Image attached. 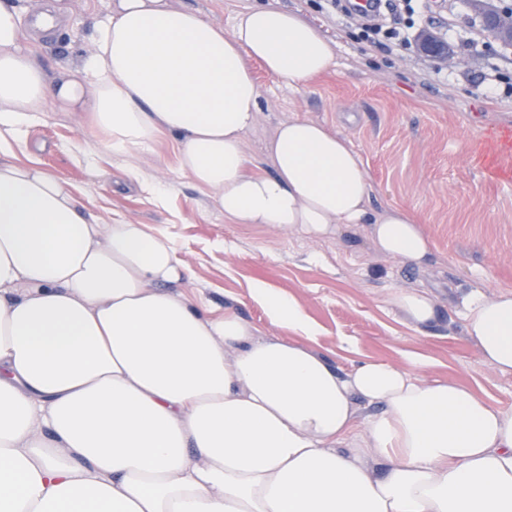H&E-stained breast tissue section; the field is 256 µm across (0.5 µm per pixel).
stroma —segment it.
Here are the masks:
<instances>
[{
	"instance_id": "obj_1",
	"label": "stroma",
	"mask_w": 512,
	"mask_h": 512,
	"mask_svg": "<svg viewBox=\"0 0 512 512\" xmlns=\"http://www.w3.org/2000/svg\"><path fill=\"white\" fill-rule=\"evenodd\" d=\"M231 29L242 11L283 9L337 43L336 64L290 88L255 67L257 124L245 138L250 169L268 172L266 143L281 122L305 117L349 140L359 152L375 209L407 211L434 246L433 266L379 254L363 225L315 237L296 228L236 224L177 173L179 142L163 135L124 159L83 150L86 130L72 112L50 113L15 145L17 162H37L67 180L83 210L105 222L145 224L168 237L186 269L175 288L202 311L231 309L278 336L253 297L257 284L292 296L318 327L317 348L337 369L358 360L414 356L417 375L471 387L492 405L512 408V374L485 364L464 331L460 298L512 289V150L490 156L488 142L512 130V49L489 44L464 0H431L420 30L448 43L456 63L437 64L418 48L392 57L359 43L318 11L315 0H171ZM109 0H69L70 22L40 45L35 58L49 74L73 68L94 49V26ZM501 75L497 85L488 73ZM133 166L170 185L163 204L132 184ZM424 286L436 316L416 328L390 304L394 289Z\"/></svg>"
}]
</instances>
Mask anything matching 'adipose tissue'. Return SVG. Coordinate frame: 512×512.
Listing matches in <instances>:
<instances>
[{
    "label": "adipose tissue",
    "mask_w": 512,
    "mask_h": 512,
    "mask_svg": "<svg viewBox=\"0 0 512 512\" xmlns=\"http://www.w3.org/2000/svg\"><path fill=\"white\" fill-rule=\"evenodd\" d=\"M67 16L63 0L28 21L0 0V512H512V408L389 360L338 371L269 288L255 298L289 337L202 315L170 289L185 268L168 238L101 222L66 180L10 160L51 112L88 116L89 150L116 158L165 132L179 174L235 223L364 224L382 254L426 266L430 240L371 207L360 155L323 124L280 123L272 173L247 170L251 62L296 87L334 44L271 7L227 32L169 0H112L93 51L52 76L35 49ZM390 301L412 325L434 316L425 289ZM462 306L483 362L512 373V290Z\"/></svg>",
    "instance_id": "adipose-tissue-1"
}]
</instances>
